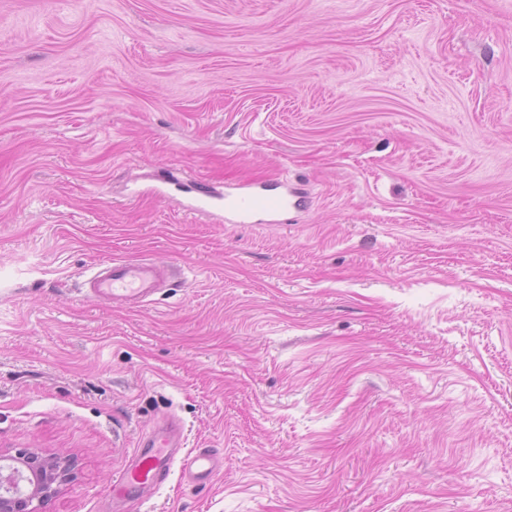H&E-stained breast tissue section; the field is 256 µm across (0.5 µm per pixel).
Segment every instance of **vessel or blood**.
I'll use <instances>...</instances> for the list:
<instances>
[{
    "mask_svg": "<svg viewBox=\"0 0 512 512\" xmlns=\"http://www.w3.org/2000/svg\"><path fill=\"white\" fill-rule=\"evenodd\" d=\"M190 200L180 202L189 215H205L227 224H284L291 212L305 203L303 193L280 179L244 180L215 194L207 185L192 186ZM173 264L151 259H112L94 264L83 274L78 290L101 302L138 308L173 287ZM182 421L162 417L143 436L135 454L112 479L113 500L142 499L157 491L171 476L192 487L209 486L224 467L223 456L209 448H185Z\"/></svg>",
    "mask_w": 512,
    "mask_h": 512,
    "instance_id": "vessel-or-blood-1",
    "label": "vessel or blood"
}]
</instances>
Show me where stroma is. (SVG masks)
<instances>
[{"mask_svg": "<svg viewBox=\"0 0 512 512\" xmlns=\"http://www.w3.org/2000/svg\"><path fill=\"white\" fill-rule=\"evenodd\" d=\"M246 175L306 207L181 213ZM167 413L223 472L122 512H512V0H0V453L100 512ZM175 279L176 269L172 263L112 259L88 268L78 282V291L104 303L138 308L175 286Z\"/></svg>", "mask_w": 512, "mask_h": 512, "instance_id": "stroma-1", "label": "stroma"}]
</instances>
